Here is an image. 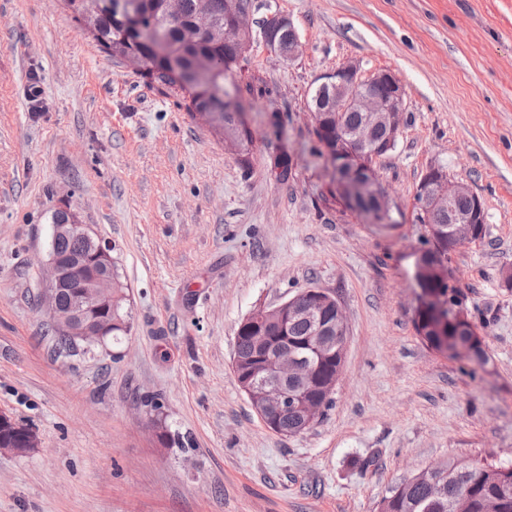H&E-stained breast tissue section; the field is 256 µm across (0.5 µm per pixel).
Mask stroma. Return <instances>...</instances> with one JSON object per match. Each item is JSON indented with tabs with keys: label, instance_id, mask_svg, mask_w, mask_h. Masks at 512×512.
<instances>
[{
	"label": "stroma",
	"instance_id": "35a3bbf8",
	"mask_svg": "<svg viewBox=\"0 0 512 512\" xmlns=\"http://www.w3.org/2000/svg\"><path fill=\"white\" fill-rule=\"evenodd\" d=\"M273 11L302 53L255 45L226 82L255 136L246 170L179 87L104 53L63 0H0V411L39 437L0 452V512H379L427 465L512 464V0H252L254 19ZM353 60L406 91L374 164L380 222L342 200L310 112L320 76ZM433 165L485 210L483 238L448 254L481 362L415 329ZM61 207L112 250L120 341L55 348L38 299ZM309 286L336 295L349 335L330 405L286 437L236 381V333Z\"/></svg>",
	"mask_w": 512,
	"mask_h": 512
}]
</instances>
